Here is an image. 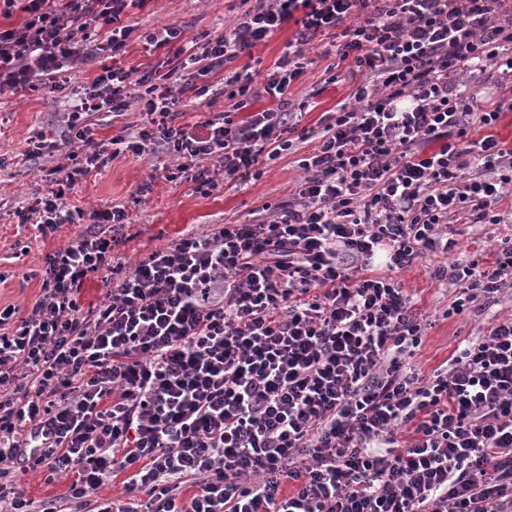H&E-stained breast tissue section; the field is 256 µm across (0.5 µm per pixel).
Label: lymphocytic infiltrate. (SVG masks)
<instances>
[{"label":"lymphocytic infiltrate","mask_w":512,"mask_h":512,"mask_svg":"<svg viewBox=\"0 0 512 512\" xmlns=\"http://www.w3.org/2000/svg\"><path fill=\"white\" fill-rule=\"evenodd\" d=\"M0 2L24 14L0 26V92L73 97L26 141L27 162L57 163L15 215L43 236L84 227L34 270L28 307L0 306V512H512V317L422 375V318L392 275L449 256L435 271L459 287L447 318L512 290V233L483 272L448 235L504 221L512 149L471 136L502 105L474 109L458 80L493 68L512 97V0H240L221 35L189 45L173 25L123 24L145 0ZM289 23L261 79L273 105L253 110L254 78L231 64ZM323 36L355 88L303 129L289 91ZM139 39L163 59L117 64ZM218 71L229 109L183 121L184 94L207 103ZM133 104L139 121L96 138V114ZM311 139L301 182L264 218L180 232L135 262L119 251L125 209L71 202L129 154H169L165 180L209 195ZM93 279L103 296L86 305ZM31 472L68 477L66 493L30 498ZM121 473L123 496H100Z\"/></svg>","instance_id":"obj_1"}]
</instances>
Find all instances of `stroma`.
<instances>
[{"instance_id":"1","label":"stroma","mask_w":512,"mask_h":512,"mask_svg":"<svg viewBox=\"0 0 512 512\" xmlns=\"http://www.w3.org/2000/svg\"><path fill=\"white\" fill-rule=\"evenodd\" d=\"M239 10V0H147L143 8L130 9L123 21L144 32L173 24L182 28L184 40L189 41L206 32L220 35ZM309 57L307 73L291 90L294 98L312 99L300 119L304 128L318 126L325 113L335 111L338 103L349 101L353 89L346 77L347 68L338 65L336 55L317 46ZM331 66L337 67L340 79L328 85L324 82L325 71ZM68 105L63 94L48 89L0 96V158L8 162L6 168L0 169V273L7 276L0 284V302L5 304L24 306L32 302L39 293L40 282L26 279V272L40 268L46 254L63 246L78 231L70 224L41 237L32 228L19 226L14 215L16 208L30 203L44 183L38 169L19 175L13 164L21 159L31 132L53 122L55 113L66 111ZM310 149V143L299 144L296 152L265 166L260 179L247 184L228 181L209 196L195 192L189 182L154 178L151 160L129 155L83 180L72 200L83 208L127 206L130 239L123 251L134 261L187 228L254 222L261 217L264 204L285 200L292 193L303 175L299 160ZM148 181L153 184L151 192L140 204H132V195ZM455 229L461 252L478 260L480 269L492 266L494 244L503 234L501 227L459 223ZM445 261V256L430 254L397 274L412 295L416 311L431 318L415 356L417 369L426 374L445 365L462 339L484 335L490 315L512 316V295H508L490 311L442 318L443 308L455 295L453 285L438 282L433 276L436 266Z\"/></svg>"}]
</instances>
